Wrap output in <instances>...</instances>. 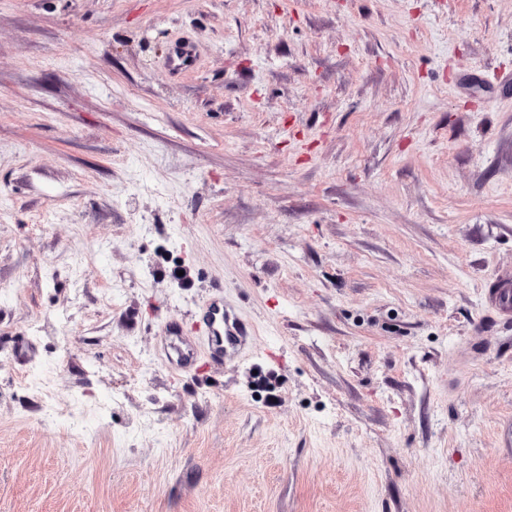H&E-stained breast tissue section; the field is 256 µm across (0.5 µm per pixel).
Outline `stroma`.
Returning a JSON list of instances; mask_svg holds the SVG:
<instances>
[{
    "label": "stroma",
    "mask_w": 512,
    "mask_h": 512,
    "mask_svg": "<svg viewBox=\"0 0 512 512\" xmlns=\"http://www.w3.org/2000/svg\"><path fill=\"white\" fill-rule=\"evenodd\" d=\"M504 283L512 0H0V512H512Z\"/></svg>",
    "instance_id": "stroma-1"
}]
</instances>
